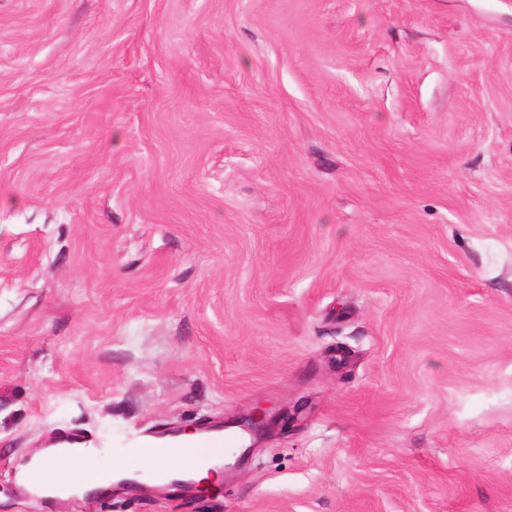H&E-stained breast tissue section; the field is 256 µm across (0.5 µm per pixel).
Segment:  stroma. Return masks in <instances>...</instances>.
Here are the masks:
<instances>
[{
	"label": "stroma",
	"mask_w": 512,
	"mask_h": 512,
	"mask_svg": "<svg viewBox=\"0 0 512 512\" xmlns=\"http://www.w3.org/2000/svg\"><path fill=\"white\" fill-rule=\"evenodd\" d=\"M259 401L0 512H512V0H0V458ZM180 440L187 444H198L191 436L182 437ZM193 449L199 460V462L195 464L185 465L179 458L167 457L162 453L154 456V464L157 462H167L169 470H171L173 464H177L183 470L190 472V476L196 481L209 484L221 469V466L217 465V462L224 460V448H208L198 444L197 448Z\"/></svg>",
	"instance_id": "obj_1"
}]
</instances>
